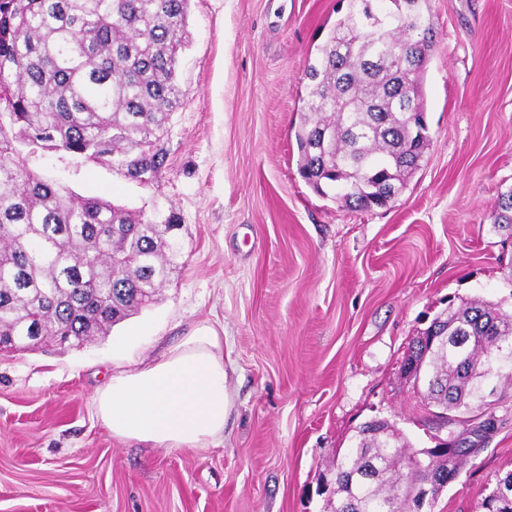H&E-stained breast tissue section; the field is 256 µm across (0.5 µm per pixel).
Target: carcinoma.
Listing matches in <instances>:
<instances>
[{"instance_id":"1","label":"carcinoma","mask_w":512,"mask_h":512,"mask_svg":"<svg viewBox=\"0 0 512 512\" xmlns=\"http://www.w3.org/2000/svg\"><path fill=\"white\" fill-rule=\"evenodd\" d=\"M189 0H0V348L48 338L81 348L156 301L182 257L178 216L81 196L30 169L22 152L64 151L150 184L182 104L177 63ZM430 0H346L304 79L296 132L300 174L324 198L386 207L430 142L425 75L434 48ZM494 224L512 226V190ZM431 345L412 353L432 427L470 426L483 440L512 388V310L448 301ZM474 443L424 456L401 432L359 427L333 466L332 512H412L421 485L440 488ZM488 495L483 512H512Z\"/></svg>"}]
</instances>
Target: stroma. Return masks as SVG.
<instances>
[{
	"label": "stroma",
	"mask_w": 512,
	"mask_h": 512,
	"mask_svg": "<svg viewBox=\"0 0 512 512\" xmlns=\"http://www.w3.org/2000/svg\"><path fill=\"white\" fill-rule=\"evenodd\" d=\"M338 0H190L183 104L149 185L46 150L26 164L82 196L172 208L178 269L157 301L79 349L0 352V512H325L318 488L372 419L432 447L402 372L449 301L512 307V0H430V145L387 208L355 211L300 177L304 71ZM224 331L233 399L198 449L121 440L95 415L113 373L159 359L200 323ZM433 512H479L512 472V401Z\"/></svg>",
	"instance_id": "obj_1"
}]
</instances>
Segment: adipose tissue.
<instances>
[{"label": "adipose tissue", "instance_id": "obj_1", "mask_svg": "<svg viewBox=\"0 0 512 512\" xmlns=\"http://www.w3.org/2000/svg\"><path fill=\"white\" fill-rule=\"evenodd\" d=\"M224 338L209 324L134 372L113 375L94 398L113 436L161 448H206L224 436L231 399Z\"/></svg>", "mask_w": 512, "mask_h": 512}]
</instances>
